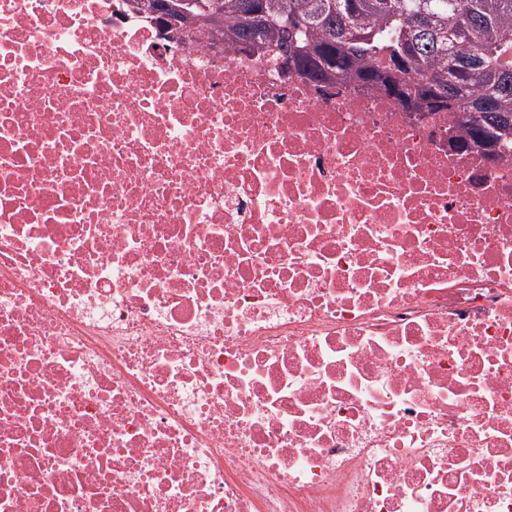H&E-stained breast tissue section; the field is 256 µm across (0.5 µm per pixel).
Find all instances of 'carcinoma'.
<instances>
[{"instance_id":"obj_1","label":"carcinoma","mask_w":512,"mask_h":512,"mask_svg":"<svg viewBox=\"0 0 512 512\" xmlns=\"http://www.w3.org/2000/svg\"><path fill=\"white\" fill-rule=\"evenodd\" d=\"M187 8L302 78L383 89L411 112L465 111L460 147L512 146V0H149L184 23Z\"/></svg>"}]
</instances>
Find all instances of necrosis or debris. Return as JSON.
Segmentation results:
<instances>
[{
	"instance_id": "necrosis-or-debris-1",
	"label": "necrosis or debris",
	"mask_w": 512,
	"mask_h": 512,
	"mask_svg": "<svg viewBox=\"0 0 512 512\" xmlns=\"http://www.w3.org/2000/svg\"><path fill=\"white\" fill-rule=\"evenodd\" d=\"M134 0H0V512H512V153Z\"/></svg>"
}]
</instances>
